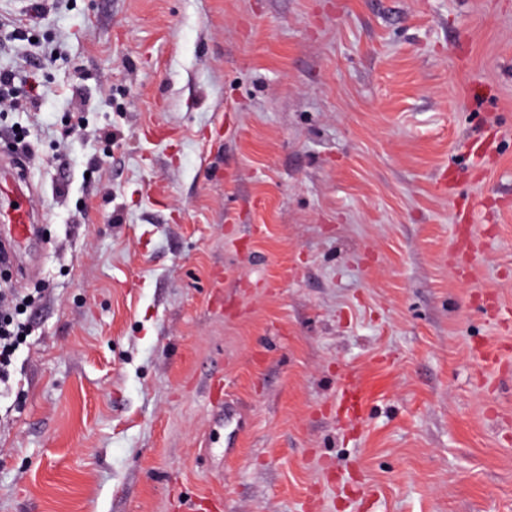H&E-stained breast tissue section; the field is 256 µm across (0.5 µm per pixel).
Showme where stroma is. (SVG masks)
Returning a JSON list of instances; mask_svg holds the SVG:
<instances>
[{
	"label": "stroma",
	"mask_w": 512,
	"mask_h": 512,
	"mask_svg": "<svg viewBox=\"0 0 512 512\" xmlns=\"http://www.w3.org/2000/svg\"><path fill=\"white\" fill-rule=\"evenodd\" d=\"M29 35L0 512H512V0H56ZM32 213L33 209L30 207H19L9 214L13 235L16 239H24L33 233Z\"/></svg>",
	"instance_id": "obj_1"
}]
</instances>
